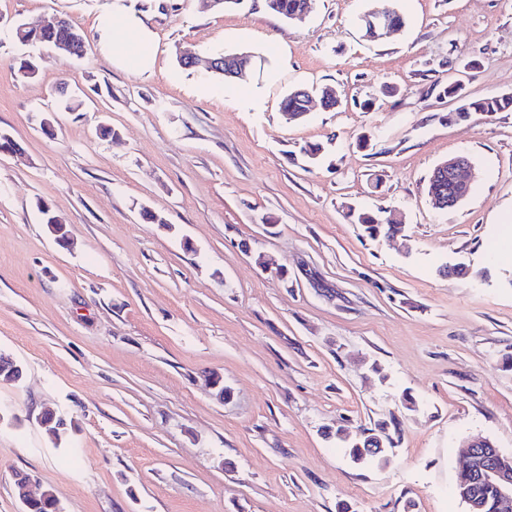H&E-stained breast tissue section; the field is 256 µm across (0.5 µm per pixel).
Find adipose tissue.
Masks as SVG:
<instances>
[{
	"label": "adipose tissue",
	"instance_id": "1",
	"mask_svg": "<svg viewBox=\"0 0 512 512\" xmlns=\"http://www.w3.org/2000/svg\"><path fill=\"white\" fill-rule=\"evenodd\" d=\"M99 36L104 49L118 53L125 68L134 72L150 68L151 36L139 19L125 16L116 21L112 16H103L99 23Z\"/></svg>",
	"mask_w": 512,
	"mask_h": 512
}]
</instances>
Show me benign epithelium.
<instances>
[{
    "mask_svg": "<svg viewBox=\"0 0 512 512\" xmlns=\"http://www.w3.org/2000/svg\"><path fill=\"white\" fill-rule=\"evenodd\" d=\"M389 14L388 10L366 14L365 38L377 40L394 31ZM183 60L191 66L202 63L209 71L226 78H238L244 75L249 55L237 54L220 60L210 58L202 61L193 55L185 54ZM470 167L471 162L463 156L445 160L436 167L438 173L448 175L449 188L446 194L432 195L435 207L446 209L460 202L455 192L460 186L469 184ZM490 445L491 441L482 436L473 437L465 444V451L461 455L462 465L458 471L460 493L467 503L475 506L478 504L477 489L482 483L490 481L499 487L500 512H512V468L502 460L500 453L492 454L488 451Z\"/></svg>",
    "mask_w": 512,
    "mask_h": 512,
    "instance_id": "benign-epithelium-1",
    "label": "benign epithelium"
}]
</instances>
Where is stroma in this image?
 <instances>
[{
    "instance_id": "stroma-1",
    "label": "stroma",
    "mask_w": 512,
    "mask_h": 512,
    "mask_svg": "<svg viewBox=\"0 0 512 512\" xmlns=\"http://www.w3.org/2000/svg\"><path fill=\"white\" fill-rule=\"evenodd\" d=\"M392 3L405 27L370 41L374 0L297 23L265 0H0V133L23 148L0 153V353L23 368L0 383V512L18 472L61 512H467L462 441L512 455V110L460 119L442 94H512V0ZM109 11L150 30L149 71L101 47ZM64 14L82 57L14 36ZM240 52L244 82L178 62ZM327 85L340 106L285 121L290 90ZM451 156L471 192L438 211ZM393 418L387 466L336 444ZM348 217L353 222L361 224L364 231L371 238L394 235L400 230L398 224L386 223L380 215L362 212L358 214L350 213ZM382 222L385 224H381Z\"/></svg>"
}]
</instances>
